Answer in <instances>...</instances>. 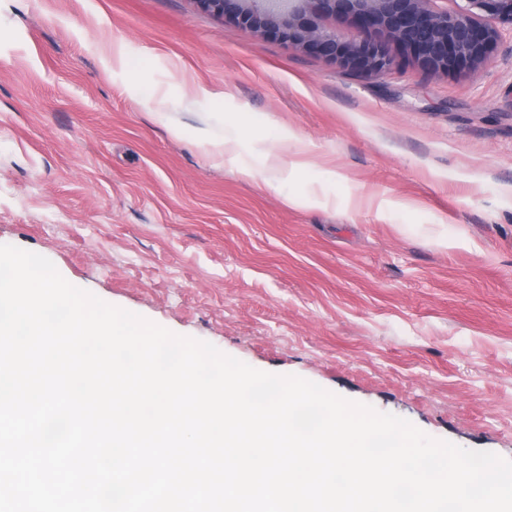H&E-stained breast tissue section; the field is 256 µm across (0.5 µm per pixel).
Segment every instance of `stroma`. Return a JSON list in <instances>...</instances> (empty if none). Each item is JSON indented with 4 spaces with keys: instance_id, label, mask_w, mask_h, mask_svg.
<instances>
[{
    "instance_id": "1",
    "label": "stroma",
    "mask_w": 512,
    "mask_h": 512,
    "mask_svg": "<svg viewBox=\"0 0 512 512\" xmlns=\"http://www.w3.org/2000/svg\"><path fill=\"white\" fill-rule=\"evenodd\" d=\"M500 32L477 68L430 75L369 31L394 63L366 79L192 0H0V244L257 370L512 459ZM221 126L231 162L199 137Z\"/></svg>"
}]
</instances>
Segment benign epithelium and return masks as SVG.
Listing matches in <instances>:
<instances>
[{
    "label": "benign epithelium",
    "instance_id": "benign-epithelium-1",
    "mask_svg": "<svg viewBox=\"0 0 512 512\" xmlns=\"http://www.w3.org/2000/svg\"><path fill=\"white\" fill-rule=\"evenodd\" d=\"M196 8L224 21L279 39L318 55L343 70L379 78L392 59L365 33L383 29L422 70L436 74L484 63L499 37L481 21L487 16L512 25V0H464L456 12L435 11L430 0H192ZM324 11L341 22L353 21L358 34L343 38L302 22L304 10Z\"/></svg>",
    "mask_w": 512,
    "mask_h": 512
}]
</instances>
